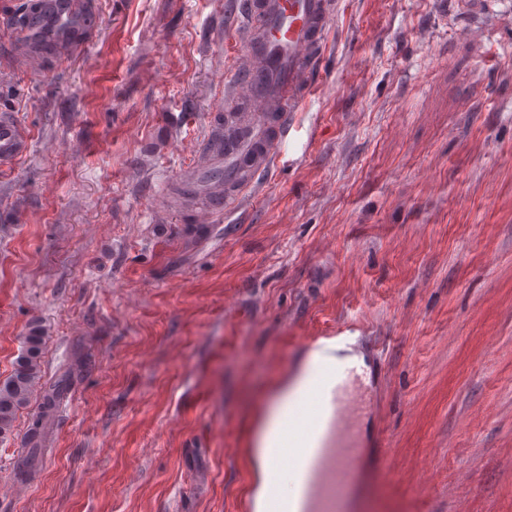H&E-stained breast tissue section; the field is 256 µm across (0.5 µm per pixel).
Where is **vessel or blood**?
I'll return each instance as SVG.
<instances>
[{"label":"vessel or blood","mask_w":512,"mask_h":512,"mask_svg":"<svg viewBox=\"0 0 512 512\" xmlns=\"http://www.w3.org/2000/svg\"><path fill=\"white\" fill-rule=\"evenodd\" d=\"M79 7L78 0H45L24 36L38 45L68 30ZM333 9L332 0H246L244 61L225 71L224 92L246 101L248 109L225 113L223 128L204 145L210 164L184 184L186 194L206 192L212 209L228 214L239 209L257 176L274 167L295 112L318 83ZM29 145L17 117L1 112L0 168L24 156ZM306 342L324 353L316 370L319 398L310 410L300 400L288 405L290 429L269 450L281 463L273 471L270 512H334L337 497L351 494L365 455L355 425L356 371L325 353L344 344L343 334L310 336Z\"/></svg>","instance_id":"b4317fda"}]
</instances>
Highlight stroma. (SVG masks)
Wrapping results in <instances>:
<instances>
[{"label":"stroma","instance_id":"35a3bbf8","mask_svg":"<svg viewBox=\"0 0 512 512\" xmlns=\"http://www.w3.org/2000/svg\"><path fill=\"white\" fill-rule=\"evenodd\" d=\"M88 2L84 42L36 55L0 0V109L30 138L0 170V382L46 336L0 512H240L273 391L341 325L385 456L336 512H512V25L338 0L277 166L221 215L170 190L207 162L244 0ZM68 378H61L57 383L49 388L48 392L44 394L41 410L33 419L29 428V440L32 448H29L28 454L20 458L16 462V470L26 474L28 471L33 470L39 462V450L42 446V441L45 440L47 429L53 415L65 398L69 388Z\"/></svg>","mask_w":512,"mask_h":512}]
</instances>
